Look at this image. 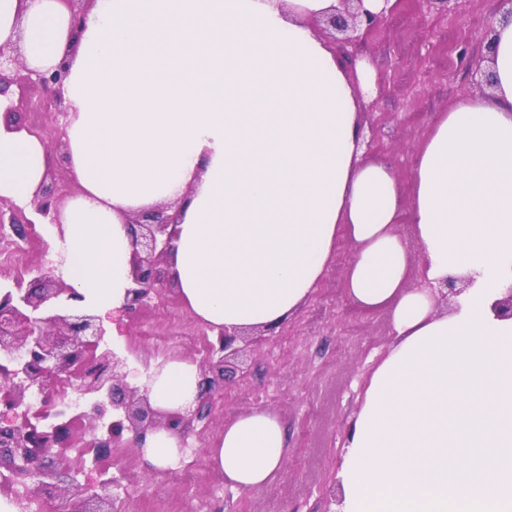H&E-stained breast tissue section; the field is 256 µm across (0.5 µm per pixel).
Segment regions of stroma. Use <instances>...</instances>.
Here are the masks:
<instances>
[{"instance_id": "obj_1", "label": "stroma", "mask_w": 512, "mask_h": 512, "mask_svg": "<svg viewBox=\"0 0 512 512\" xmlns=\"http://www.w3.org/2000/svg\"><path fill=\"white\" fill-rule=\"evenodd\" d=\"M499 0H398L396 9L370 34L347 43L350 58L367 59L376 95L367 114L365 138L370 156L389 163L402 187H410L415 157L439 113L462 97L479 93L485 78L484 48ZM51 225L35 222L17 235L0 224V240L21 243L0 282L30 278L47 268ZM354 248L339 239L336 255L312 297L274 335L252 336L238 364L246 376L213 394L185 432L189 453L163 478L123 439L112 464L101 469L89 447L86 422H75L70 448L58 466L56 484L94 488L112 478V512H332L329 488L344 454L345 431L375 366L394 337L383 313L356 307L344 288V269ZM170 318L183 325L166 351L149 342L131 343L135 329L153 320L152 307L127 315L108 334L106 348L125 356L130 370L148 374L168 360L202 365L216 337L184 305L178 290L164 293ZM253 408L277 412L288 430L283 470L266 488L235 491L210 461L225 424Z\"/></svg>"}]
</instances>
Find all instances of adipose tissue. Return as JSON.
Segmentation results:
<instances>
[{"label": "adipose tissue", "instance_id": "obj_1", "mask_svg": "<svg viewBox=\"0 0 512 512\" xmlns=\"http://www.w3.org/2000/svg\"><path fill=\"white\" fill-rule=\"evenodd\" d=\"M339 0H94L79 35L59 0H0V45L68 61V176L76 195L54 237L55 271L107 318L131 287V214L181 201L168 261L203 324L276 326L311 298L339 237L344 282L395 336L346 432L341 512H512V319L493 302L512 283V21L494 25L493 87L442 113L403 190L365 157L373 76L314 21ZM47 145L0 119V198L26 206ZM419 284H411V275ZM473 282L452 311L435 287ZM195 365L149 380L152 405L186 412ZM288 432L255 408L225 425L212 465L258 490L284 466ZM157 468L179 436L148 434Z\"/></svg>", "mask_w": 512, "mask_h": 512}]
</instances>
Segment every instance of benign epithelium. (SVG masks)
I'll return each instance as SVG.
<instances>
[{"label": "benign epithelium", "instance_id": "1", "mask_svg": "<svg viewBox=\"0 0 512 512\" xmlns=\"http://www.w3.org/2000/svg\"><path fill=\"white\" fill-rule=\"evenodd\" d=\"M60 2L70 12L71 32H77L92 0ZM362 2L340 0L341 11L323 19L326 28L343 34L346 41L354 40L348 32L359 26ZM67 75L63 62L52 71L33 69L20 59L18 46L10 42L0 46V97H8L7 113L19 111L26 94L37 91L39 111L67 116L62 96ZM13 87L18 90L15 99L9 97ZM59 200L55 191L42 188L31 207L48 223L56 224ZM6 210L9 223H31L23 209L0 198L1 224ZM128 229L133 248L132 287L127 289L124 310L132 313L152 294L173 286L165 261L174 249V216L163 206L131 217ZM470 284L467 276H450L442 283L445 292L441 297L446 301L450 295L458 296ZM79 299L73 289L40 268L28 282L16 278L13 287H0V469L30 479V495L53 499L57 512H112L108 482H100L99 491L86 496L77 484L58 491L43 481L51 476L60 448L71 437L69 422L46 429L37 425L40 416L55 410L56 381L63 375L73 379V391L80 396L105 394L108 402H95L76 419H88L91 428L99 432L90 446L99 456L107 457L125 431L139 441L147 431L159 427L184 434L190 417L200 413L215 386L235 374L231 360L244 351L240 343L245 338L235 329L220 330L218 345L212 347L218 358L209 359L208 374L198 382L196 409L184 415H163L151 406L147 393L129 382L124 359L109 351L96 354L106 329L100 316L76 305ZM493 310L499 318L512 319V285L494 302Z\"/></svg>", "mask_w": 512, "mask_h": 512}]
</instances>
